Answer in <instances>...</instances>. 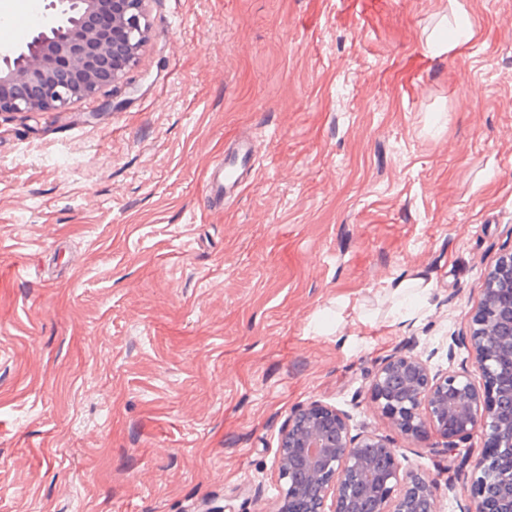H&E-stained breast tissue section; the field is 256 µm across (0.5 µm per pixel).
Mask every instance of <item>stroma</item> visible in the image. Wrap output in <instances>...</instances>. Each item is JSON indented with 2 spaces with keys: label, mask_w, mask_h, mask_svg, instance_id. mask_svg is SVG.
Masks as SVG:
<instances>
[{
  "label": "stroma",
  "mask_w": 512,
  "mask_h": 512,
  "mask_svg": "<svg viewBox=\"0 0 512 512\" xmlns=\"http://www.w3.org/2000/svg\"><path fill=\"white\" fill-rule=\"evenodd\" d=\"M127 105L0 118V512H275L318 400L438 474L370 402L468 336L512 250V0H149ZM236 198L206 177L236 135ZM428 297L399 315L391 282ZM233 144L224 153V161L208 172V193L214 206L223 205L224 199L234 195L241 188L244 177L255 169L252 138L240 134Z\"/></svg>",
  "instance_id": "35a3bbf8"
}]
</instances>
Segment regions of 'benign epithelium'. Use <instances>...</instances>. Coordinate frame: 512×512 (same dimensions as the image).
I'll use <instances>...</instances> for the list:
<instances>
[{"instance_id":"7a95c632","label":"benign epithelium","mask_w":512,"mask_h":512,"mask_svg":"<svg viewBox=\"0 0 512 512\" xmlns=\"http://www.w3.org/2000/svg\"><path fill=\"white\" fill-rule=\"evenodd\" d=\"M72 0H50L37 33L41 49L26 62L0 69V112H63L75 100L121 83L148 41L147 0H112V29L95 26L106 0H83L80 20L65 17ZM512 252L488 271L472 317L470 342L486 385L480 391L466 370L434 372L419 356L396 350L376 368L371 403L392 428L426 447L432 435L465 438L480 431L493 448L473 462L474 495L465 512H512V418L498 408L512 394ZM277 512H434L439 482L398 458L391 440L352 433L349 415L315 401L288 414L277 461Z\"/></svg>"}]
</instances>
